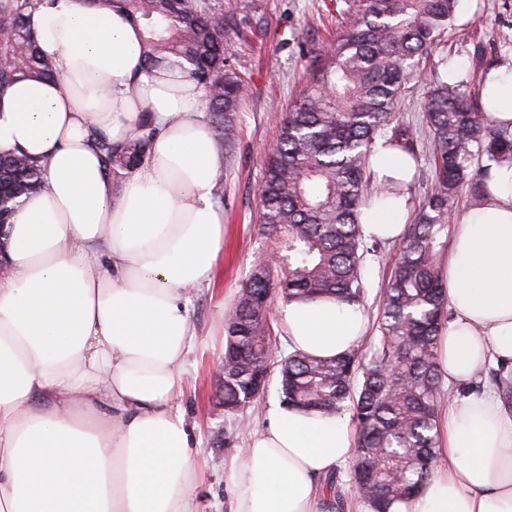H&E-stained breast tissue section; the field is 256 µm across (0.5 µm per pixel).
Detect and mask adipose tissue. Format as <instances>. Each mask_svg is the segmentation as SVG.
I'll use <instances>...</instances> for the list:
<instances>
[{"mask_svg":"<svg viewBox=\"0 0 512 512\" xmlns=\"http://www.w3.org/2000/svg\"><path fill=\"white\" fill-rule=\"evenodd\" d=\"M60 76L0 90V153L43 167L0 239V512H195L194 435L176 404L193 327L189 287L211 282L224 242L223 155L188 73L146 68L140 30L117 9L50 0L29 18ZM482 107L512 127V60L487 73ZM149 159L120 183L92 131L126 141L143 112ZM406 196L372 198L364 237L401 240ZM453 317L438 339L450 386L512 362V160L438 261ZM290 350L333 358L366 331L333 299L280 306ZM230 470V512H318L317 480L351 463L345 416L278 402ZM438 463L390 512H512V409L489 392L439 408Z\"/></svg>","mask_w":512,"mask_h":512,"instance_id":"1","label":"adipose tissue"}]
</instances>
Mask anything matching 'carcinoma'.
<instances>
[{"mask_svg": "<svg viewBox=\"0 0 512 512\" xmlns=\"http://www.w3.org/2000/svg\"><path fill=\"white\" fill-rule=\"evenodd\" d=\"M120 8L142 27L147 65L160 61L186 71L204 90L216 145L232 156L239 142V112L249 83L232 62L227 38L254 33L250 15L224 10V0H90ZM38 0H0V89L23 78H51L52 61L39 54L27 19ZM458 0H358L352 22L312 60L307 86L283 121L257 186L260 223L281 262L262 261L238 291L225 322L224 408H257L271 367H279L283 402L326 415L352 412L357 426L353 488L373 512L406 499L431 476L439 447L443 392L438 339L448 322V299L436 258L448 248L454 203L468 191L477 202L488 168L479 155L512 159V131L482 111L484 77L448 82V29ZM429 69L419 102L427 127L431 188L388 180L382 191L409 195L406 225L387 287L378 297L380 332L371 354L353 349L333 359L294 351L277 355L270 320L274 301L329 297L361 304L367 243L358 209L375 189L368 161L376 142L417 157L421 141L404 119L412 85ZM157 130L143 112L133 136L114 143L94 134L105 173L117 182L149 156ZM44 188L38 161L0 155V224L19 200ZM492 383L512 408V368L501 365Z\"/></svg>", "mask_w": 512, "mask_h": 512, "instance_id": "carcinoma-1", "label": "carcinoma"}]
</instances>
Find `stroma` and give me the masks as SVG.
Here are the masks:
<instances>
[{
    "label": "stroma",
    "mask_w": 512,
    "mask_h": 512,
    "mask_svg": "<svg viewBox=\"0 0 512 512\" xmlns=\"http://www.w3.org/2000/svg\"><path fill=\"white\" fill-rule=\"evenodd\" d=\"M247 7L256 34L249 43L233 42L231 52L240 71L250 75V89L241 108V139L216 188L222 195L224 244L222 262L211 285L191 289L187 313L194 330L186 362V381L177 399L195 428L193 496L197 512H230L226 477L249 435L266 424L264 407L280 400L277 379L259 399V410L225 412L217 396L224 363V315L254 265L266 259L271 243L260 231V207L254 190L263 177L265 152L276 142L285 113L305 85L311 53L324 49L332 34L352 20L336 13L334 0H231ZM458 16L448 33V60L463 73L485 70L512 57V0H478V8ZM398 252L383 244L367 255L362 302L369 325L360 349L370 352L379 330L377 300L387 284Z\"/></svg>",
    "instance_id": "stroma-1"
}]
</instances>
